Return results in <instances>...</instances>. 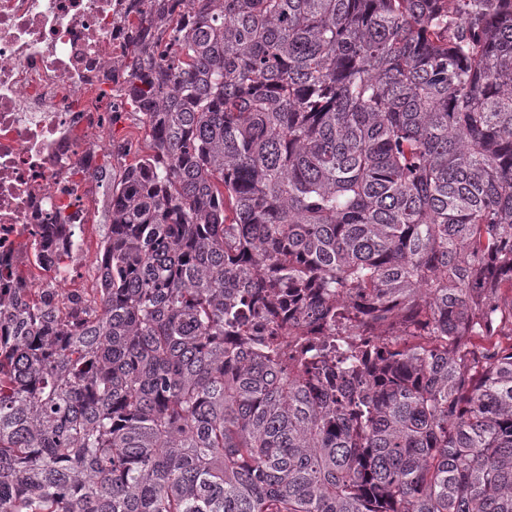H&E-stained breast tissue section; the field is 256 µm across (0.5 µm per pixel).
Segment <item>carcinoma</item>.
I'll return each mask as SVG.
<instances>
[{
	"label": "carcinoma",
	"mask_w": 512,
	"mask_h": 512,
	"mask_svg": "<svg viewBox=\"0 0 512 512\" xmlns=\"http://www.w3.org/2000/svg\"><path fill=\"white\" fill-rule=\"evenodd\" d=\"M144 2L98 288L0 265V512H512V0ZM138 117L132 113H124L121 117L118 118L117 122L107 130V136L114 141H124L127 139L142 141L144 136L143 129L137 128L136 124L138 123Z\"/></svg>",
	"instance_id": "cac0c4a2"
}]
</instances>
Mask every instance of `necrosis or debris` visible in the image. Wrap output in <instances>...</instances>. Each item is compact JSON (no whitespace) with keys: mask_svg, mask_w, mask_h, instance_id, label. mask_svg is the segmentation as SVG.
<instances>
[{"mask_svg":"<svg viewBox=\"0 0 512 512\" xmlns=\"http://www.w3.org/2000/svg\"><path fill=\"white\" fill-rule=\"evenodd\" d=\"M133 0H0V262L34 282L36 225L81 238L107 152L102 125L117 97L106 80Z\"/></svg>","mask_w":512,"mask_h":512,"instance_id":"1","label":"necrosis or debris"}]
</instances>
